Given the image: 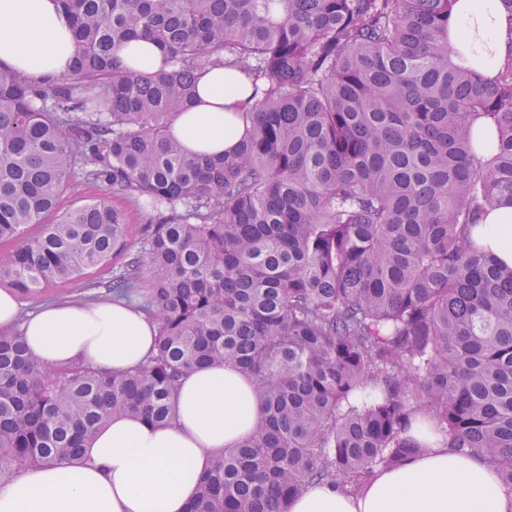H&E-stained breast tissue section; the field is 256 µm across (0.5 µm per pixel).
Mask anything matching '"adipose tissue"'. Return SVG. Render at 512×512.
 I'll use <instances>...</instances> for the list:
<instances>
[{
	"mask_svg": "<svg viewBox=\"0 0 512 512\" xmlns=\"http://www.w3.org/2000/svg\"><path fill=\"white\" fill-rule=\"evenodd\" d=\"M498 0H456L449 43L468 65L494 74L512 54V21ZM72 31L59 0H0V68L43 84L70 74ZM248 82L221 66L199 82L201 99L180 112L170 132L194 154L223 155L243 127L236 113ZM482 244L512 265V206L492 211ZM20 325L30 351L56 367L85 363L110 372L150 354L157 325L122 302L40 307L20 318L15 292L0 289V329ZM261 407L233 366H198L182 380L171 424L115 416L87 442L80 460L28 467L0 481V512H186L200 479L231 447L252 434ZM290 512H512V495L484 460L450 451L428 435L400 466L376 470L359 492L310 487Z\"/></svg>",
	"mask_w": 512,
	"mask_h": 512,
	"instance_id": "obj_1",
	"label": "adipose tissue"
}]
</instances>
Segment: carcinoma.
<instances>
[{"mask_svg": "<svg viewBox=\"0 0 512 512\" xmlns=\"http://www.w3.org/2000/svg\"><path fill=\"white\" fill-rule=\"evenodd\" d=\"M454 2L61 0L77 80L49 97L0 69V242H18L0 284L36 294L120 257L103 287L158 334L145 364L101 372L0 333V480L75 459L114 415L170 422L186 371L229 364L261 418L188 512L359 489L419 449L418 412L512 494V266L475 237L512 204V55L493 76L456 64ZM140 38L159 72L117 58ZM214 65L250 83V127L231 154H190L170 124ZM78 177L158 213L140 251L106 198L57 211Z\"/></svg>", "mask_w": 512, "mask_h": 512, "instance_id": "carcinoma-1", "label": "carcinoma"}]
</instances>
